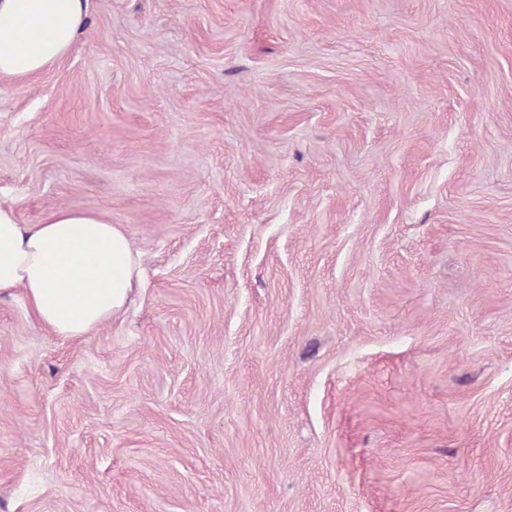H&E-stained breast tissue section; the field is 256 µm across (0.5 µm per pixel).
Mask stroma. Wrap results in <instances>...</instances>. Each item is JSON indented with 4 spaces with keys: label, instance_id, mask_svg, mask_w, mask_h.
<instances>
[{
    "label": "stroma",
    "instance_id": "35a3bbf8",
    "mask_svg": "<svg viewBox=\"0 0 512 512\" xmlns=\"http://www.w3.org/2000/svg\"><path fill=\"white\" fill-rule=\"evenodd\" d=\"M0 205L144 267L0 299V512H512V0H89ZM142 280L140 254L106 215L60 208L20 224L0 206V296L20 291L53 335L87 336L118 318Z\"/></svg>",
    "mask_w": 512,
    "mask_h": 512
}]
</instances>
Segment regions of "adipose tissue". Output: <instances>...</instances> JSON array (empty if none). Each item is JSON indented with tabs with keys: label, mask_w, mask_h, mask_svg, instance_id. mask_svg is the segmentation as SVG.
Masks as SVG:
<instances>
[{
	"label": "adipose tissue",
	"mask_w": 512,
	"mask_h": 512,
	"mask_svg": "<svg viewBox=\"0 0 512 512\" xmlns=\"http://www.w3.org/2000/svg\"><path fill=\"white\" fill-rule=\"evenodd\" d=\"M88 0H0V78L25 81L70 52ZM143 280L123 225L104 214L61 208L23 224L0 206V296L22 293L53 335L86 336L118 318Z\"/></svg>",
	"instance_id": "adipose-tissue-1"
}]
</instances>
